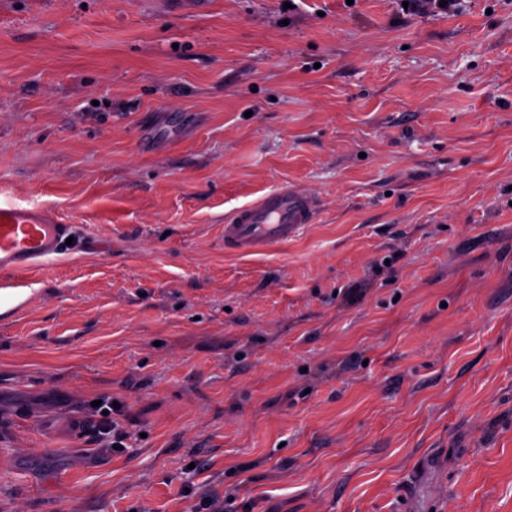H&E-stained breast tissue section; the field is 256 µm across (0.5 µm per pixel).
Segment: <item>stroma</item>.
I'll list each match as a JSON object with an SVG mask.
<instances>
[{"label": "stroma", "mask_w": 512, "mask_h": 512, "mask_svg": "<svg viewBox=\"0 0 512 512\" xmlns=\"http://www.w3.org/2000/svg\"><path fill=\"white\" fill-rule=\"evenodd\" d=\"M402 2L0 0V201L85 242L0 307V512H512V0ZM319 198L284 181L224 221V250L241 255L263 253L296 238L320 211Z\"/></svg>", "instance_id": "35a3bbf8"}]
</instances>
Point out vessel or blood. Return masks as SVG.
Returning <instances> with one entry per match:
<instances>
[{
  "label": "vessel or blood",
  "instance_id": "b4317fda",
  "mask_svg": "<svg viewBox=\"0 0 512 512\" xmlns=\"http://www.w3.org/2000/svg\"><path fill=\"white\" fill-rule=\"evenodd\" d=\"M319 198L285 181L224 221L225 251L259 254L288 243L320 211ZM70 225L39 208L0 204V275L16 276L41 268L62 254Z\"/></svg>",
  "mask_w": 512,
  "mask_h": 512
}]
</instances>
